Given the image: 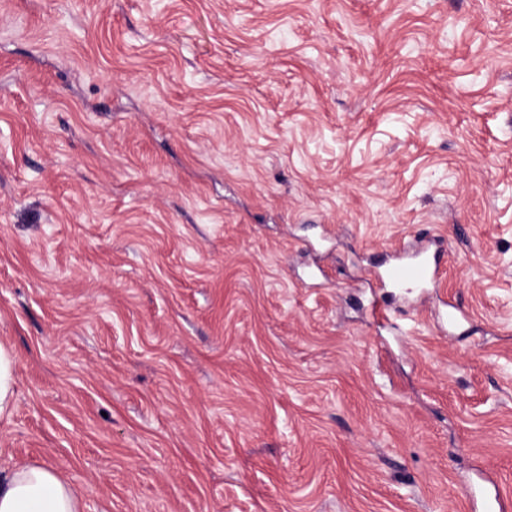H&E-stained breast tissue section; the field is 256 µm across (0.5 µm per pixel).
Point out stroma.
I'll use <instances>...</instances> for the list:
<instances>
[{
	"label": "stroma",
	"mask_w": 512,
	"mask_h": 512,
	"mask_svg": "<svg viewBox=\"0 0 512 512\" xmlns=\"http://www.w3.org/2000/svg\"><path fill=\"white\" fill-rule=\"evenodd\" d=\"M0 343L82 512L512 496V0H0ZM415 249L400 246L394 261L376 268L375 277L379 288H424L435 283L445 252L441 237L422 238Z\"/></svg>",
	"instance_id": "35a3bbf8"
}]
</instances>
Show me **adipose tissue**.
Returning a JSON list of instances; mask_svg holds the SVG:
<instances>
[{
	"instance_id": "adipose-tissue-1",
	"label": "adipose tissue",
	"mask_w": 512,
	"mask_h": 512,
	"mask_svg": "<svg viewBox=\"0 0 512 512\" xmlns=\"http://www.w3.org/2000/svg\"><path fill=\"white\" fill-rule=\"evenodd\" d=\"M81 499L59 469L0 468V512H81Z\"/></svg>"
}]
</instances>
